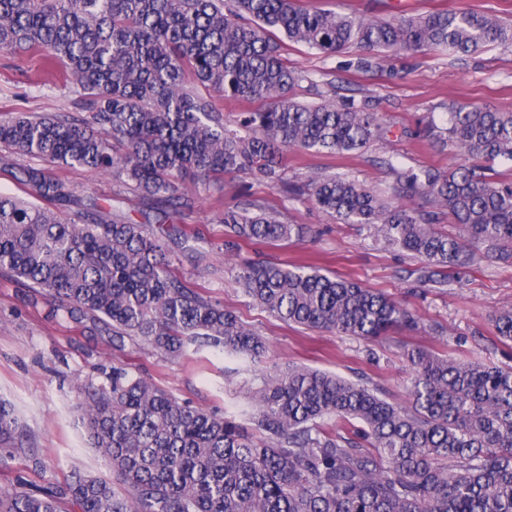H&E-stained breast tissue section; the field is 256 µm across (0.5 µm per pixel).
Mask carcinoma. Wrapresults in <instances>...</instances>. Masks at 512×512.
<instances>
[{"instance_id": "cac0c4a2", "label": "carcinoma", "mask_w": 512, "mask_h": 512, "mask_svg": "<svg viewBox=\"0 0 512 512\" xmlns=\"http://www.w3.org/2000/svg\"><path fill=\"white\" fill-rule=\"evenodd\" d=\"M289 43L324 56L354 49L361 69L386 52L467 55L512 43V27L473 11L386 21L301 0H0V50L61 70L80 106L0 120V171L24 193L0 194V271L27 289V304L44 303L116 351L131 342L171 360L192 346L262 358L264 336L172 271L168 244L188 241L179 224L195 203L179 181L244 173L277 185L288 151L345 155L386 134L366 100H298L301 83L317 84L288 66ZM204 90L259 106L227 120ZM414 136L454 144L466 159L448 169L391 163L386 198L324 172L291 192L344 224L376 226L426 262V284H445L441 269L471 258L511 260L512 112L454 103L444 125L430 119ZM76 166L112 175L116 201L136 194L142 220L52 172ZM446 219L461 237L439 229ZM219 223L235 282L271 316L366 340L417 326L401 303L354 279L262 258L260 247L306 234L278 212L249 200ZM494 327L512 342V306ZM405 357L404 405L307 367L262 371L250 432L114 366L82 418L112 480L75 471L34 489L20 477L0 492V512H512V368L420 347ZM0 450L30 457L3 400Z\"/></svg>"}]
</instances>
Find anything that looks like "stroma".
Listing matches in <instances>:
<instances>
[{
    "label": "stroma",
    "instance_id": "stroma-1",
    "mask_svg": "<svg viewBox=\"0 0 512 512\" xmlns=\"http://www.w3.org/2000/svg\"><path fill=\"white\" fill-rule=\"evenodd\" d=\"M305 5L347 14L392 20L435 9L474 11L499 16L512 24V0H304ZM289 66L312 73L328 98L368 99L392 129L386 143L349 155L288 153L284 179L304 183L317 170L355 178L382 190L391 180L385 160L406 166L445 168L463 162L454 145L438 147L413 137L421 119L442 115L446 104L463 101L512 112V45L489 46L472 55L445 51L392 55L371 71L345 69V56L326 57L289 46ZM60 70L47 69L40 57L18 58L0 50V118L20 112L72 111ZM196 204L183 225L196 241L195 259L175 254L173 269L209 296L222 302L270 341L268 360L285 369L305 366L368 382L384 398L407 399L409 367L406 348L421 345L457 361L512 366V342H502L492 318L512 305V264L484 261L448 271L444 288L417 285L420 263L387 245L374 227L341 224L311 200L299 199L241 174L222 184L185 178ZM255 200L277 210L283 222L308 225L302 241L263 247L266 259L293 265L309 259L323 273L352 278L384 293L415 312L418 329H395L367 341L298 325L269 316L247 298L234 280L224 256V208ZM20 286L0 274V399L15 409L29 438L34 461L0 459V489L22 476L36 485L59 484L71 472L110 478L107 462L92 448L82 425L78 386L106 383L115 362L142 373L179 401L206 411L225 413L243 427L246 391L253 374L240 358L222 349L204 350L203 360L170 362L134 346L112 352L101 339L81 334L63 319H51L45 306L31 308L19 299Z\"/></svg>",
    "mask_w": 512,
    "mask_h": 512
}]
</instances>
